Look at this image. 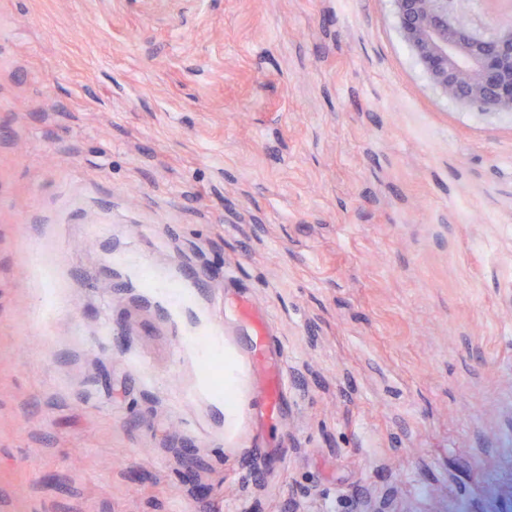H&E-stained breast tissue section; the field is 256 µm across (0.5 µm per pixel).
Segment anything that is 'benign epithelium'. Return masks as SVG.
Listing matches in <instances>:
<instances>
[{"label": "benign epithelium", "instance_id": "benign-epithelium-1", "mask_svg": "<svg viewBox=\"0 0 512 512\" xmlns=\"http://www.w3.org/2000/svg\"><path fill=\"white\" fill-rule=\"evenodd\" d=\"M399 32L448 101L512 115V20H475L472 0H393Z\"/></svg>", "mask_w": 512, "mask_h": 512}]
</instances>
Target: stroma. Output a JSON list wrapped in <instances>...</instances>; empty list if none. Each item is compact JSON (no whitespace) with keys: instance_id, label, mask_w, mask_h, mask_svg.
Segmentation results:
<instances>
[{"instance_id":"1","label":"stroma","mask_w":512,"mask_h":512,"mask_svg":"<svg viewBox=\"0 0 512 512\" xmlns=\"http://www.w3.org/2000/svg\"><path fill=\"white\" fill-rule=\"evenodd\" d=\"M364 499L512 502V117L391 0H0V512Z\"/></svg>"}]
</instances>
